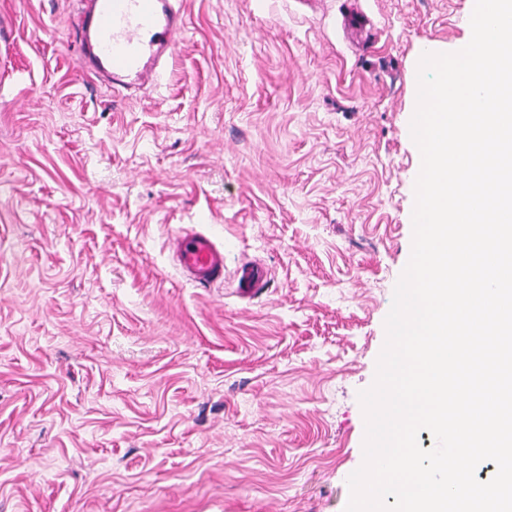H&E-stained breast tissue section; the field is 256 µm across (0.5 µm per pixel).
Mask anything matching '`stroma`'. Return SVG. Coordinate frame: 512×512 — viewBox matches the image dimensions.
I'll list each match as a JSON object with an SVG mask.
<instances>
[{"label":"stroma","mask_w":512,"mask_h":512,"mask_svg":"<svg viewBox=\"0 0 512 512\" xmlns=\"http://www.w3.org/2000/svg\"><path fill=\"white\" fill-rule=\"evenodd\" d=\"M76 7L0 0V512H344L418 62L468 43L470 0H184L129 97L80 69ZM182 230L223 281L182 277ZM175 265L190 282L211 285L224 278V254L201 232L178 233L172 238ZM267 281V271L260 265L243 266L239 271L238 288L242 294H255Z\"/></svg>","instance_id":"1"}]
</instances>
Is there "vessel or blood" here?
Listing matches in <instances>:
<instances>
[{
  "mask_svg": "<svg viewBox=\"0 0 512 512\" xmlns=\"http://www.w3.org/2000/svg\"><path fill=\"white\" fill-rule=\"evenodd\" d=\"M72 38L80 68L112 88L159 86L177 51L183 27L181 0H78ZM175 265L190 282L211 285L224 277V255L201 232L172 239ZM267 281L257 264L242 267L238 286L252 295Z\"/></svg>",
  "mask_w": 512,
  "mask_h": 512,
  "instance_id": "1",
  "label": "vessel or blood"
}]
</instances>
